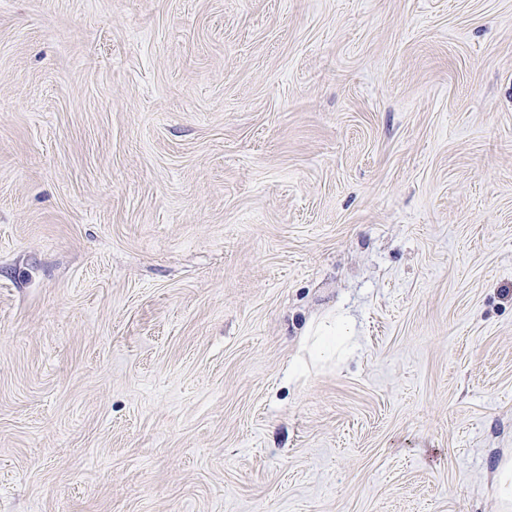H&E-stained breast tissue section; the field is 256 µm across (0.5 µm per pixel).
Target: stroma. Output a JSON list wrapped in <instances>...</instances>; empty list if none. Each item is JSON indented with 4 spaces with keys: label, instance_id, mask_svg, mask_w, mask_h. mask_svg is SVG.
<instances>
[{
    "label": "stroma",
    "instance_id": "1",
    "mask_svg": "<svg viewBox=\"0 0 512 512\" xmlns=\"http://www.w3.org/2000/svg\"><path fill=\"white\" fill-rule=\"evenodd\" d=\"M507 456L512 0H0V512H503ZM303 336V348L308 342L309 355L318 360H342L352 355L357 347L351 318L346 314L310 322ZM496 481L504 508L510 510V504H512V459L506 458L502 461L497 469Z\"/></svg>",
    "mask_w": 512,
    "mask_h": 512
}]
</instances>
